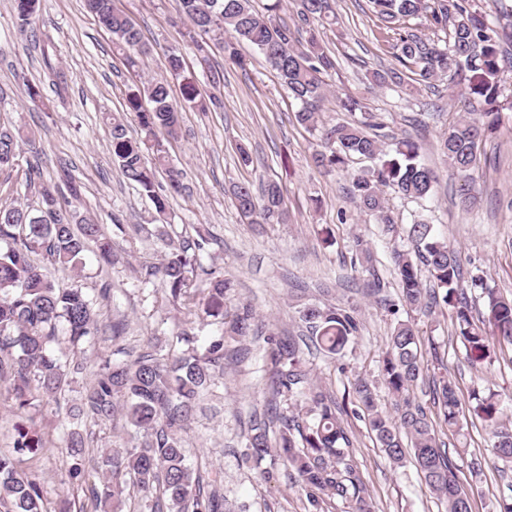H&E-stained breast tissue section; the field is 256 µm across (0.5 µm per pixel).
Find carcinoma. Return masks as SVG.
I'll return each mask as SVG.
<instances>
[{"instance_id":"carcinoma-1","label":"carcinoma","mask_w":512,"mask_h":512,"mask_svg":"<svg viewBox=\"0 0 512 512\" xmlns=\"http://www.w3.org/2000/svg\"><path fill=\"white\" fill-rule=\"evenodd\" d=\"M180 14L192 26V42L202 50L213 45L230 59L240 61L237 44L247 42L301 103L297 121L316 129L317 114L325 97L323 75L334 61L322 48L319 28L336 24L330 0H300L299 18L306 26L305 44L297 45L287 26L277 21L282 0H270L266 13H257L251 0H177ZM381 29L392 35L398 62L409 74L392 69L376 70L370 87L394 84L412 94L421 86L461 76L468 81L460 112L440 139V151L454 175L463 181L460 202L469 209L476 203L471 193L474 172L479 168L480 146L493 139L499 128L500 73L505 58L502 36L481 12L467 0H369ZM85 8L96 22L109 28L113 50L125 57L127 66L139 67L151 47L129 18L112 7V0H85ZM20 28L34 22L38 0H14ZM426 17L429 27H451L445 47L424 37L410 20ZM171 76L180 80L182 101L173 99L165 81L136 85L126 95V115L135 118L144 136H128L125 115L112 116V160L122 176L137 184L164 215L168 195L155 189L156 172L168 178L167 191L183 189L181 172L170 166L158 138L163 131L174 138L180 127L182 103L201 108L219 106L201 98L193 74L186 71L182 52L167 51ZM381 124L369 115L352 124H339L321 132L323 149L313 154L316 166H344L350 157L362 156L375 167L354 175L348 189L359 208L373 215L379 224L392 223L383 188L405 199L431 195L435 178L419 162V145L409 138L393 139L387 145L376 133ZM22 135L0 130V169L11 168L20 155ZM38 199L36 210L21 206H0V382L13 409L24 411L40 398L55 399L68 387L71 375L83 370L52 348L67 343L72 348L92 346L98 339L96 300L83 289L59 288L49 268L79 270L87 251L95 249L99 262L112 263L116 244L100 225L86 222L74 227L68 210L60 202L58 185L29 179ZM233 195L241 213L253 224L286 220L284 192L271 182L256 193L248 184H238ZM408 235L416 245L415 255H393L398 299L410 310L430 311L443 304L454 309L463 344L475 360L490 354L484 328L477 325L464 289L461 268L454 251L433 236L432 226L418 221ZM208 239L190 242L167 239V251L158 263L146 266L145 275L161 276L169 287L173 303L206 319H224V293L231 284L200 258ZM426 267L435 287L427 289L421 279ZM201 278L206 287H192ZM471 287L486 294L484 321L493 328L498 342L512 345V300L498 297L485 287L479 275L471 276ZM357 308L348 309L310 304L300 311L311 331L315 349L335 354L344 349L358 332ZM229 336H255L258 325L249 308L238 311L227 322ZM417 331L408 321L393 327L382 358L381 375L389 394L395 398L394 413L383 410L373 389L358 381L353 396L366 414L376 445L396 464L411 459L445 512H472L470 497L462 491L442 442L427 417L425 408L411 397L423 375ZM186 349L163 355L152 346L127 363L105 359L94 374L82 400L84 417L106 421L122 410L129 425L142 432L140 446L124 452L106 451L96 457L86 453V441L78 430L66 438L72 464L66 470L69 482L81 486L99 507L123 494L131 486L141 499L151 502V512H221L222 501L214 486L219 475L209 480L186 464L184 433L202 397L224 373V337L214 338L204 351L195 349L194 336L186 329L177 334ZM267 419L255 424L246 443L249 455L261 459L274 448L306 491L308 503L318 508L327 501H340L345 512H373L369 493L343 446L349 445L336 407L327 396L310 386L309 369L299 343L292 336L271 342L266 351ZM433 404L442 423L458 425L462 412L455 384L443 375L433 381ZM294 398L305 400L298 411L286 407ZM475 415L491 429L490 454L512 466V429L498 427V403L493 396H475ZM46 447L34 426L17 428L15 449L34 453ZM107 471L112 481L95 484L93 473ZM43 487L36 476L22 470L12 455L0 451V512H46Z\"/></svg>"}]
</instances>
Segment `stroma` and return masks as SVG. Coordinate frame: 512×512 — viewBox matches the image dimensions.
Returning <instances> with one entry per match:
<instances>
[{
	"label": "stroma",
	"instance_id": "1",
	"mask_svg": "<svg viewBox=\"0 0 512 512\" xmlns=\"http://www.w3.org/2000/svg\"><path fill=\"white\" fill-rule=\"evenodd\" d=\"M113 6L133 20L153 47L139 70L128 69L123 56L113 52L111 34L85 11L83 0H41L34 27L26 32L18 26L13 0H0V127L23 128L33 140L32 146L22 148L13 171L0 172V203L36 206V195L25 185L26 162L35 160L43 179L62 187L70 181L79 185L81 195L72 211L100 224L123 248L103 270L90 252L82 272L52 271L60 287L78 286L96 298L105 330L96 346L71 351V358L83 361L85 368L74 375L69 391L60 401L39 402L32 412L54 446L35 455L23 453L18 460L38 474L48 512L68 506L75 512H94L84 491L65 476L70 458L64 438L71 429L83 430L89 447L98 451H124L136 442V431L126 426L124 417L102 423L75 418L100 357L124 361L149 345L168 351L186 324L200 349L223 332L217 320L188 319L170 301L161 277L145 278V266L161 255L164 232L189 241L206 235L210 243L201 254L203 264L233 284L227 306L249 307L262 329L261 335L228 343V350L242 345L250 353L241 362L227 360L223 378L204 401L205 412L184 435L188 464L222 476V512H305L306 495L277 454L258 461L248 456L245 445L254 417L263 412L267 339L302 334L300 311L311 303L359 308L355 338L340 354H310L308 366L313 387L344 408L340 420L350 441L348 452L375 512H444L413 463L393 464L377 448L352 385L358 379L368 382L379 405L392 410L381 361L394 324L408 320L417 328L424 365L414 395L428 417L436 415L429 387L445 374L463 406L472 405L473 392L494 393L500 422L511 427L512 346L490 340V357L471 361L450 307L424 314L403 308L393 315L368 296L367 284L371 274H378L385 295L396 296L393 254L412 250L408 227L423 218L455 251L464 273L481 275L497 295L512 298V68L504 67L500 74L501 125L496 138L482 147L484 160L474 184L477 201L466 210L460 204L461 182L439 151L464 84L441 81L411 95L393 85L369 89L372 71L394 68L397 61L393 42L382 38L367 0H335L338 21L321 31L320 44L335 67L324 76L329 91L315 131L297 122L299 102L253 46L239 44L237 62L211 49L210 65L204 68L196 59L191 25L179 16L176 0H113ZM171 48L182 52L202 95H216L221 105L206 112L185 108L177 137L164 138L185 189L169 196L162 217L113 164L108 116L124 112L126 93L136 84L165 80L172 98H180V82L167 68ZM51 66L65 74L67 89L50 93L47 108H34L22 82L47 89ZM345 94L362 99L367 111L383 122L386 137L417 141L421 163L436 175L434 193L426 200L389 194L392 224L376 223L344 192L351 175L364 168L363 160L353 159L335 170L316 168L311 161L321 147V128L354 121V114L336 106L337 97ZM242 145L251 153L250 164L240 159ZM268 182L284 190L287 222L247 223L236 207L233 186L246 183L257 189ZM359 238L376 259L374 273L353 265ZM112 322L122 326L119 338L106 330ZM461 425V432L441 426L437 434L459 484L472 499V512H495L498 500L512 494V469H500L490 455V434L482 419L468 413ZM477 461L482 464L478 472L472 469Z\"/></svg>",
	"mask_w": 512,
	"mask_h": 512
}]
</instances>
